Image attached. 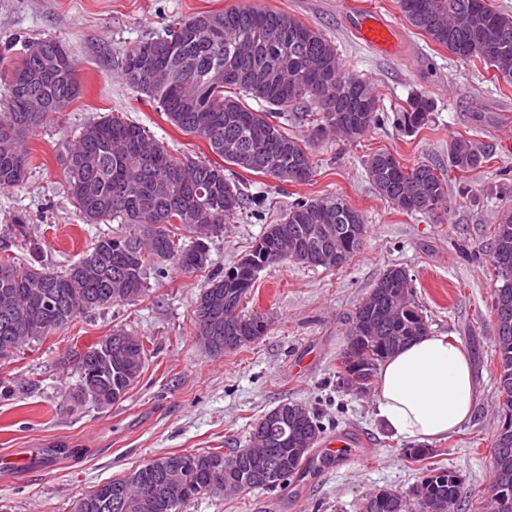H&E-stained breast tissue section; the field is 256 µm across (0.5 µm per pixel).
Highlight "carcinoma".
I'll list each match as a JSON object with an SVG mask.
<instances>
[{"instance_id":"cac0c4a2","label":"carcinoma","mask_w":512,"mask_h":512,"mask_svg":"<svg viewBox=\"0 0 512 512\" xmlns=\"http://www.w3.org/2000/svg\"><path fill=\"white\" fill-rule=\"evenodd\" d=\"M405 20L432 43L453 56L480 61L496 77L512 83V15L489 0H399ZM276 37L256 40L259 26ZM34 44L49 53L59 51L65 61L46 72L29 53ZM158 66L154 75L141 72L146 53ZM140 73L130 85L159 105L167 120L184 133L205 140L225 163L293 182V175L313 173L310 144L288 134L281 115L294 107L314 105L312 127L348 141L363 137L379 122V98L368 82L341 73L336 48L320 31L283 12L250 4L221 12H201L173 24L165 34L148 37L126 53L123 74ZM80 93L76 63L67 46L56 39L25 40L12 65L0 112V187L21 183L30 158L25 141L34 128L58 111L57 103L72 101ZM259 108L250 107L246 100ZM41 111H30L29 103ZM433 102L415 94L396 113V126L413 134L427 126ZM490 154L465 138L453 141L450 162L469 172L483 167ZM66 187L88 224L116 222L125 232L103 235L97 244L67 269L57 272L42 264L37 247L29 242L28 224L16 216L9 235L0 243V355L8 358L31 340L47 336L77 316L119 302H132L147 290L149 271L162 276L172 264L185 273L199 272L210 261L211 236L224 231V222L265 200L248 197L227 168L209 160L175 157L153 141L140 125L107 115L86 125L76 142L60 154ZM369 179L379 196L410 214L429 215L447 202V174L421 164L404 167L389 152H376L366 160ZM129 184L124 195L115 189ZM178 224L192 233L185 244L166 226ZM332 229V245L346 262L361 250L367 235L364 215L338 195L298 201L268 224L252 249L228 269L211 274L204 295L218 299L219 320L212 326L193 318L194 335L203 342L226 331L261 337L267 317L240 309L262 269L291 261L312 267L336 268L317 258L327 244L323 228ZM29 245L31 260L19 261L11 245ZM490 261L495 283L493 310L496 321L495 353L499 363L496 400L500 420L512 419V211L502 212L493 227ZM427 332V320L414 297L411 279L397 265L385 270L369 294L356 307L349 330L354 355L341 363L339 378L358 392L373 383L377 367L400 347ZM113 336H126L128 376L136 385L148 362L144 341L124 328ZM277 409L256 424L251 441L266 455L260 466L235 449L186 452L181 457L180 479L193 498L209 493L206 461H224V491H275L302 478L323 427L314 412L290 422L282 433ZM268 437L265 448L258 431ZM144 470L115 477L79 497L74 512H119L113 507L112 485L135 493V476ZM491 482L481 512H512V427H498L490 461ZM461 480L443 467H427L406 497L382 489L358 505L359 512H457Z\"/></svg>"}]
</instances>
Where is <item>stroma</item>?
Listing matches in <instances>:
<instances>
[{"instance_id":"stroma-1","label":"stroma","mask_w":512,"mask_h":512,"mask_svg":"<svg viewBox=\"0 0 512 512\" xmlns=\"http://www.w3.org/2000/svg\"><path fill=\"white\" fill-rule=\"evenodd\" d=\"M237 0H0V99L15 60L10 44L25 38L62 40L81 84L68 107L50 115L27 138L32 157L25 180L0 187V234L12 217H24L44 263L62 271L119 224H87L67 192L59 154L82 128L118 114L146 129L172 155L209 160L207 143L173 126L122 72L126 52L178 17L227 9ZM320 30L336 47L341 70L370 81L380 100L381 126L348 142L312 141V177L279 184L272 177L236 170L250 196H267L226 222L210 242L209 271L232 266L283 210L297 201L339 195L368 224L361 251L341 269L283 262L259 272L244 310L266 313L269 326L249 346L221 356L196 343L192 316L209 271L168 268L150 278L146 293L88 311L66 327L31 341L7 361L0 378L17 390L0 396V505L6 512H71L73 502L112 478L153 458L195 450L230 452L246 447L254 425L284 401L317 413L327 435H351L345 463L312 452L317 466L288 489L211 494L181 512H357L372 492L410 494L423 466H442L460 477L461 512H476L490 486V458L498 427L494 403L498 360L493 268L488 255L502 206L512 203V86L483 63L464 62L420 35L402 16L398 0H365L401 34L399 49L383 54L352 28L347 0H251ZM432 100L426 128L414 135L393 124L413 94ZM464 137L492 159L465 173L452 168V139ZM385 150L403 166L433 163L446 169L452 206L430 216L399 211L375 191L365 162ZM403 267L432 332L459 340L476 370L478 402L472 420L433 442L421 463L404 454L409 442L377 415L376 393L345 388L340 359L348 347L352 316L383 272ZM123 327L143 337L151 352L139 381L111 407L70 404L78 379L68 359ZM50 448L60 456H47Z\"/></svg>"}]
</instances>
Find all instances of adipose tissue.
<instances>
[{
  "label": "adipose tissue",
  "instance_id": "adipose-tissue-1",
  "mask_svg": "<svg viewBox=\"0 0 512 512\" xmlns=\"http://www.w3.org/2000/svg\"><path fill=\"white\" fill-rule=\"evenodd\" d=\"M376 410L403 438L430 442L468 423L477 405L473 369L463 345L448 335L417 337L379 367Z\"/></svg>",
  "mask_w": 512,
  "mask_h": 512
}]
</instances>
